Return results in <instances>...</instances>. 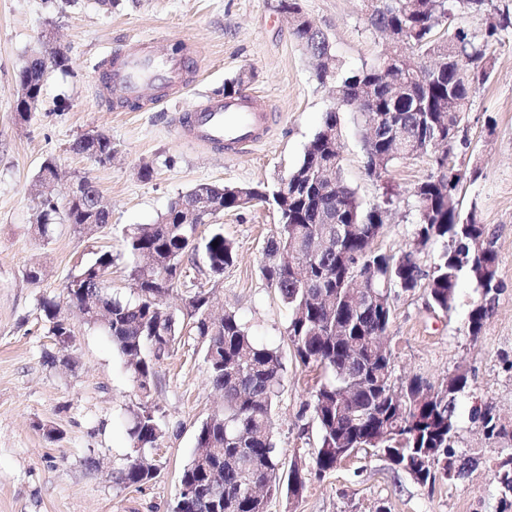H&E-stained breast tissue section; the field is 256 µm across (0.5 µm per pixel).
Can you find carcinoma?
Listing matches in <instances>:
<instances>
[{"label": "carcinoma", "instance_id": "1", "mask_svg": "<svg viewBox=\"0 0 512 512\" xmlns=\"http://www.w3.org/2000/svg\"><path fill=\"white\" fill-rule=\"evenodd\" d=\"M491 5L492 0H373L369 25L383 34L396 30L412 66L389 68L380 74L373 67L354 70L338 64L334 81L349 87L378 85V108L392 114L408 141L420 126L427 127L440 118L437 106L442 101L448 103V123L452 124L470 110L475 84L486 82L490 73L484 68V44L475 35L448 23L437 24L433 18L444 11L450 16L455 12L485 16V38L489 39L512 26V16L492 13ZM292 35L310 54H322L328 48L320 32L305 19L293 28ZM441 56L452 59L447 73L429 83L415 80V68ZM66 62L67 57L51 50L23 78L39 94L42 68H62ZM399 82L410 85L417 110L389 96V85ZM338 123L337 112H327L293 168L283 202L275 203L283 218L281 232L270 241L262 266L263 276L292 309L287 336L297 359L331 374L314 394L313 414L320 428V442L312 470L297 469L295 481L288 480L282 487L277 479L280 461L271 432V410L283 383L284 365L278 352L256 343L232 312L224 313L217 323L210 321L201 290L195 292L194 301L180 319L158 300L161 289L180 279L197 251H202L210 268L218 271L236 259L233 243L218 230L202 239L199 247L190 241L191 227L181 221L183 197L171 202L157 223L137 224L125 234L127 249L135 259L134 299L121 300L106 286L113 263L110 251L83 264L64 286L65 298L89 315L87 323H93L101 312L111 317L103 329L126 358L133 381L146 399L155 384L157 362L173 352L183 337L204 349L212 387L222 394L224 408L198 429L192 459L180 477V485L193 489L194 495L180 497V512H258V504L243 495L246 483L263 485L269 495L282 488L289 495L301 493L310 474L320 477L336 468L337 448H369L383 435L387 436L385 446L398 440L407 451L440 449L436 457L420 461L428 482L439 476L450 479L465 475V467L458 465L453 438L457 398L467 387V376L460 375L446 390H435L433 399L419 403V393L433 384L415 376L396 389L391 381V356L380 355L371 347L373 336L387 332L392 309H350L346 275L364 277L365 286L379 292L387 285L407 292L418 286L423 272L414 252L396 256L375 247L383 229V211L363 208L356 192L342 179L336 148L325 139L327 132L338 129ZM71 149L77 154L93 151L102 163L112 158V140L101 132L77 138ZM417 152L431 158L433 173L414 192L418 203L416 236L424 245L443 244L427 290L432 306L448 312L453 308L462 271H467L480 288L498 280L497 252L486 225L478 223L473 214L465 219L460 216L455 190L464 174L440 173L447 156L437 154L430 142L420 143ZM311 167L330 172L341 191L328 190L326 183L303 185L301 176ZM202 189L220 206L235 207L236 198L229 195L228 187L204 184ZM99 195L96 186L88 187L84 197L65 206L64 221L82 231L92 227L98 233L105 229L110 213L92 206ZM38 210L37 228L44 236L58 214L53 194L39 191ZM343 224L357 225L360 234L319 257L317 269L283 261L281 249L285 246H300L315 236L334 243ZM480 238L491 245L483 255L472 249L473 241ZM75 284L79 285L76 290ZM494 304L493 299L485 300L472 308L467 324L470 336L481 335ZM41 308L51 335H72L71 328L58 318L59 302L45 299ZM475 418L490 438L512 436V428L500 421L488 404L475 412ZM129 435L132 454L115 480L119 484H143L153 479L157 470L137 464L136 459L156 447L162 435L153 406L145 402L131 410ZM205 462L220 466L224 472L221 482L211 483ZM493 479L502 493L504 508H512V456L495 464Z\"/></svg>", "mask_w": 512, "mask_h": 512}]
</instances>
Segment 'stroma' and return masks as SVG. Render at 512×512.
<instances>
[{
    "instance_id": "1",
    "label": "stroma",
    "mask_w": 512,
    "mask_h": 512,
    "mask_svg": "<svg viewBox=\"0 0 512 512\" xmlns=\"http://www.w3.org/2000/svg\"><path fill=\"white\" fill-rule=\"evenodd\" d=\"M298 2L346 66L387 58L386 39L368 26L362 0ZM47 32L68 62L50 70L38 111L22 123L14 112L17 76ZM134 38L195 52L199 70L178 101L126 111L121 90L101 83L105 59ZM487 56L490 77L463 115L449 159L457 170L479 172L461 183L459 209L475 214L494 237L501 291L493 314L481 336L469 335L468 314L480 292L464 273L447 313L432 307L425 286L393 289L386 337L394 382L466 371L454 449L475 465L463 479L422 484L395 470L382 449L363 448L311 477L301 498L272 494L266 512H501L492 470L512 453V439L487 438L471 409L488 403L512 422V28L490 39ZM236 79L241 94L264 98L272 114L268 138L232 154L181 137L177 114L217 99ZM335 105L330 86L317 80L309 54L292 37L280 0H0V512H173L197 430L222 403L202 350L189 340L157 364L150 401L163 430L153 451L160 471L147 483L119 485L113 477L132 452L129 411L143 398L101 327L69 313L74 336L61 348L40 302L62 299L68 278L102 250L114 259L108 276L114 296L133 298V260L124 241L131 225L156 222L201 183L274 191ZM339 117L346 183L365 207L388 210L377 247L391 254L417 249L411 190L432 173L428 158L403 159L370 177L363 115ZM93 131L111 138V162L95 164L71 151L77 137ZM48 159L69 175L91 173L110 211L103 232L89 236L62 223L48 235L37 232L35 182ZM144 166L152 168L151 178L140 177ZM215 230L233 243L234 264L215 274L197 262L165 302L178 313L186 298L205 290L214 310L235 313L257 343L279 351L285 371L272 407L276 450L284 467L311 464L320 431L309 405L322 371L296 360L286 333L291 311L261 274L266 246L280 232L277 209L257 202L225 210L200 227L205 237ZM35 264L42 275L34 283L26 272Z\"/></svg>"
}]
</instances>
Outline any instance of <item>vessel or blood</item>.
<instances>
[{"label":"vessel or blood","mask_w":512,"mask_h":512,"mask_svg":"<svg viewBox=\"0 0 512 512\" xmlns=\"http://www.w3.org/2000/svg\"><path fill=\"white\" fill-rule=\"evenodd\" d=\"M189 62L188 55H175L154 40L138 39L108 60L107 80L121 86L131 101L147 98L157 86L165 87L173 100L187 86ZM269 119L261 98L240 96L210 102L181 114L177 125L198 142L235 153L261 143L270 131Z\"/></svg>","instance_id":"vessel-or-blood-1"}]
</instances>
